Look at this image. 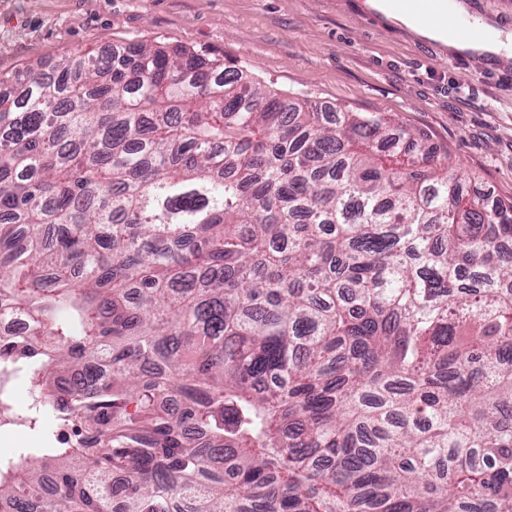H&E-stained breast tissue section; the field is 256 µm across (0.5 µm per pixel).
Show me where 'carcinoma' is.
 Listing matches in <instances>:
<instances>
[{"instance_id":"carcinoma-1","label":"carcinoma","mask_w":512,"mask_h":512,"mask_svg":"<svg viewBox=\"0 0 512 512\" xmlns=\"http://www.w3.org/2000/svg\"><path fill=\"white\" fill-rule=\"evenodd\" d=\"M507 244L382 112L183 46L0 73V423L42 444L0 512H512Z\"/></svg>"}]
</instances>
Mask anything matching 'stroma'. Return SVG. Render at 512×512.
Listing matches in <instances>:
<instances>
[{"label": "stroma", "mask_w": 512, "mask_h": 512, "mask_svg": "<svg viewBox=\"0 0 512 512\" xmlns=\"http://www.w3.org/2000/svg\"><path fill=\"white\" fill-rule=\"evenodd\" d=\"M136 43L190 48L318 107L387 113L472 189L512 198V51L472 60L367 0H0V73Z\"/></svg>", "instance_id": "obj_1"}]
</instances>
